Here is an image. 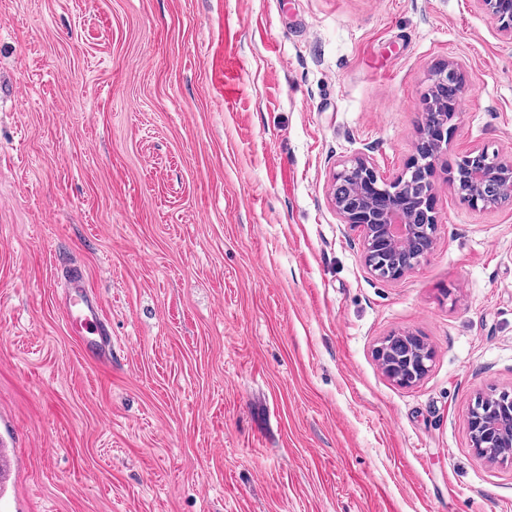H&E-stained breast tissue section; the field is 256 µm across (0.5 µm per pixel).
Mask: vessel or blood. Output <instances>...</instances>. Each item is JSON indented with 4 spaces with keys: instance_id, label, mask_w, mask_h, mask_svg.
Returning a JSON list of instances; mask_svg holds the SVG:
<instances>
[{
    "instance_id": "vessel-or-blood-1",
    "label": "vessel or blood",
    "mask_w": 512,
    "mask_h": 512,
    "mask_svg": "<svg viewBox=\"0 0 512 512\" xmlns=\"http://www.w3.org/2000/svg\"><path fill=\"white\" fill-rule=\"evenodd\" d=\"M65 277L68 286L64 292L63 305L73 328L83 338L85 357L100 364L111 365L112 327L102 302L91 296L80 270H66Z\"/></svg>"
}]
</instances>
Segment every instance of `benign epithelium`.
<instances>
[{
    "label": "benign epithelium",
    "mask_w": 512,
    "mask_h": 512,
    "mask_svg": "<svg viewBox=\"0 0 512 512\" xmlns=\"http://www.w3.org/2000/svg\"><path fill=\"white\" fill-rule=\"evenodd\" d=\"M479 8L492 16L500 31L512 37V0H476ZM465 64L451 60L435 71L429 92L424 99L420 140L417 155L404 170L391 177H382L366 158L358 156L336 170L333 183L351 178L355 181L356 204L348 206L334 201L341 224L364 230L362 258L374 277L396 282L410 269L405 255L429 242L433 249L437 230L434 212L436 187L433 177L441 153L460 117V103L468 92L464 79ZM448 182L470 207L488 209L512 202V159L491 160L483 150H472L448 169ZM420 362L404 374L385 366V374L401 386H411L428 373L433 360L432 350L424 343ZM498 402L512 406V390L490 389L478 394L471 404L467 426L471 447L489 462L512 458V419L485 421L483 407Z\"/></svg>",
    "instance_id": "obj_1"
}]
</instances>
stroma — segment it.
Listing matches in <instances>:
<instances>
[{"instance_id": "35a3bbf8", "label": "stroma", "mask_w": 512, "mask_h": 512, "mask_svg": "<svg viewBox=\"0 0 512 512\" xmlns=\"http://www.w3.org/2000/svg\"><path fill=\"white\" fill-rule=\"evenodd\" d=\"M470 92L436 244L370 275L331 179L415 151L434 69ZM512 155V37L476 0H0V441L27 512H512L470 445L512 388V203L446 168ZM112 323L66 327L64 264ZM433 348L397 385L386 336ZM388 342L389 341L385 339L375 348V355L380 361L385 374L392 381L396 382L401 386H411L421 381L428 373L431 367V363L433 360L432 350L421 339H417V342L421 346L420 362L416 369H409V373L404 374L403 372H395L394 368L392 367L383 366L381 357L384 354V347H386L389 344Z\"/></svg>"}]
</instances>
